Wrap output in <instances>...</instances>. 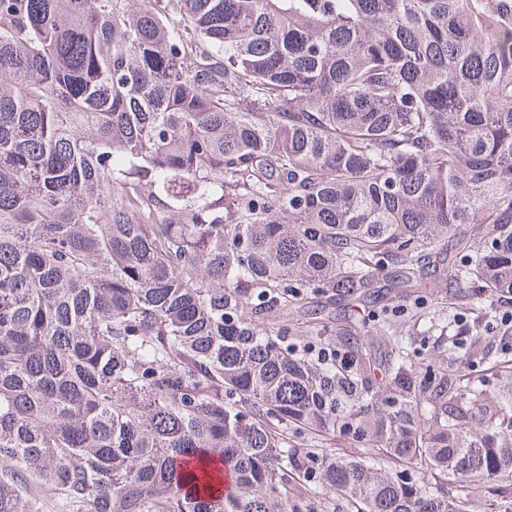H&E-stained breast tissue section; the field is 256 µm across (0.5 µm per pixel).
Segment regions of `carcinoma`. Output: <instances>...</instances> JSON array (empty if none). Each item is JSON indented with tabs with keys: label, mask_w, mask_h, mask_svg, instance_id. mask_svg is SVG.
<instances>
[{
	"label": "carcinoma",
	"mask_w": 512,
	"mask_h": 512,
	"mask_svg": "<svg viewBox=\"0 0 512 512\" xmlns=\"http://www.w3.org/2000/svg\"><path fill=\"white\" fill-rule=\"evenodd\" d=\"M428 270L512 301V0H0V512L511 490L512 353L358 334Z\"/></svg>",
	"instance_id": "obj_1"
}]
</instances>
